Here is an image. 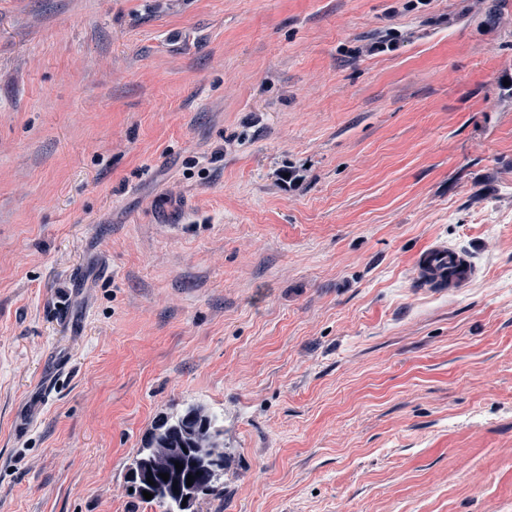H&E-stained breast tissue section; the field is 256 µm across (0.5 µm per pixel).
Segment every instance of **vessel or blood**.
<instances>
[{
  "label": "vessel or blood",
  "instance_id": "obj_1",
  "mask_svg": "<svg viewBox=\"0 0 512 512\" xmlns=\"http://www.w3.org/2000/svg\"><path fill=\"white\" fill-rule=\"evenodd\" d=\"M478 268L472 256L444 242L430 243L417 257L419 281L455 292L475 279Z\"/></svg>",
  "mask_w": 512,
  "mask_h": 512
}]
</instances>
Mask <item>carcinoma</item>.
<instances>
[{"mask_svg": "<svg viewBox=\"0 0 512 512\" xmlns=\"http://www.w3.org/2000/svg\"><path fill=\"white\" fill-rule=\"evenodd\" d=\"M177 462L183 465L179 471ZM224 463L223 427L204 405L192 404L155 423L132 463L129 480L139 499L147 491L153 494L148 503L165 512H188L199 496L220 492L216 471ZM161 472L169 474V479L160 478ZM190 474L194 479L189 486Z\"/></svg>", "mask_w": 512, "mask_h": 512, "instance_id": "cac0c4a2", "label": "carcinoma"}]
</instances>
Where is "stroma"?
<instances>
[{"label":"stroma","mask_w":512,"mask_h":512,"mask_svg":"<svg viewBox=\"0 0 512 512\" xmlns=\"http://www.w3.org/2000/svg\"><path fill=\"white\" fill-rule=\"evenodd\" d=\"M510 73L512 0H0V512H164L190 403L197 512H512ZM477 273V265L469 253L445 242L430 243L416 260L419 281L452 292L467 287ZM225 458L224 429L217 416L202 404H192L175 416L155 423L132 463L129 480L142 502L165 507V512H195L188 510L195 506L200 495L220 492L215 485L216 471L224 469ZM164 460L168 462L160 469ZM175 461L183 465L181 471L176 470ZM159 473H168V481L160 478ZM188 474L194 476L191 486H187ZM174 480L178 492H174ZM142 491L150 492L153 498L146 500ZM184 498L187 501L182 507Z\"/></svg>","instance_id":"stroma-1"}]
</instances>
